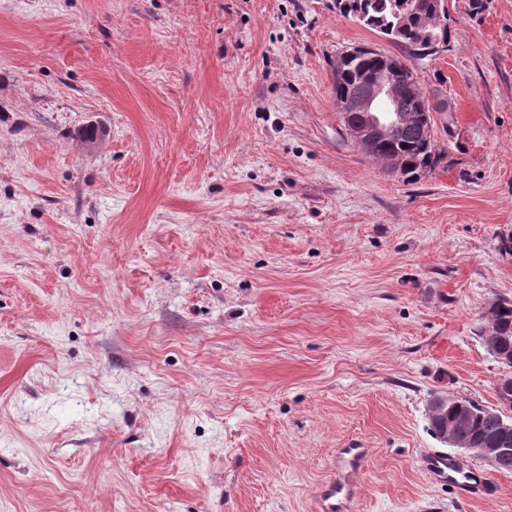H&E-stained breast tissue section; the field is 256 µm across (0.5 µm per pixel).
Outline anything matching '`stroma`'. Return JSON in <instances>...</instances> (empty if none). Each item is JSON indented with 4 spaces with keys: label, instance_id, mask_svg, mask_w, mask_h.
Instances as JSON below:
<instances>
[{
    "label": "stroma",
    "instance_id": "stroma-1",
    "mask_svg": "<svg viewBox=\"0 0 512 512\" xmlns=\"http://www.w3.org/2000/svg\"><path fill=\"white\" fill-rule=\"evenodd\" d=\"M471 2L406 183L330 65L402 50L335 0H0V512H316L353 446L351 512H512L422 470L512 300V0Z\"/></svg>",
    "mask_w": 512,
    "mask_h": 512
}]
</instances>
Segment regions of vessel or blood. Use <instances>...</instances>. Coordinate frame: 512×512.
Returning <instances> with one entry per match:
<instances>
[{
  "instance_id": "vessel-or-blood-1",
  "label": "vessel or blood",
  "mask_w": 512,
  "mask_h": 512,
  "mask_svg": "<svg viewBox=\"0 0 512 512\" xmlns=\"http://www.w3.org/2000/svg\"><path fill=\"white\" fill-rule=\"evenodd\" d=\"M364 458L363 449H343L342 459L348 471L342 477L327 482L319 490V512H347L354 491L353 475L361 467ZM425 472L431 481L451 486L458 497L465 501L480 499L491 490L483 471L447 452L430 453L425 459Z\"/></svg>"
}]
</instances>
